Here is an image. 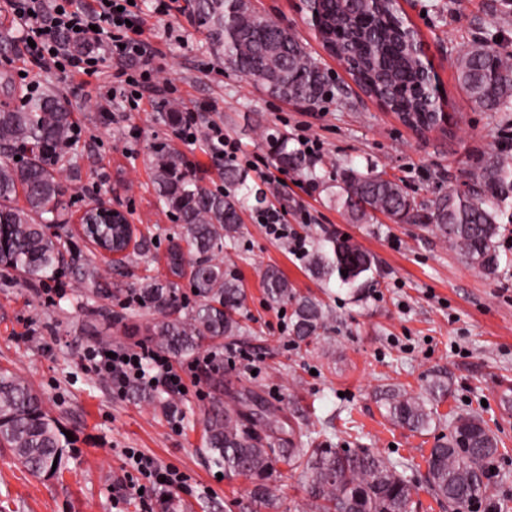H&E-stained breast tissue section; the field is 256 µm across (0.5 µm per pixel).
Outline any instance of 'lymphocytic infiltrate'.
<instances>
[{
    "label": "lymphocytic infiltrate",
    "mask_w": 512,
    "mask_h": 512,
    "mask_svg": "<svg viewBox=\"0 0 512 512\" xmlns=\"http://www.w3.org/2000/svg\"><path fill=\"white\" fill-rule=\"evenodd\" d=\"M9 3L19 25L26 28L27 44L21 52L37 67L60 71L69 67L88 75L96 72L106 59L126 64L149 53L130 0H93L86 7L74 5L73 0H9ZM171 92L170 84H158L151 70L144 69L138 77L113 83L102 98L109 102L121 96L136 109L143 97H165ZM87 358L94 371L108 377L120 392L132 384L160 385L170 391L184 387L168 357L144 343L134 349L120 345L111 352L99 346L89 350ZM125 455L137 473L136 478L128 480L126 488L140 492L144 512H153L155 487L171 490L185 481L177 468L160 465L139 450L126 449Z\"/></svg>",
    "instance_id": "f902f5d3"
}]
</instances>
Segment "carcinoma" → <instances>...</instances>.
Listing matches in <instances>:
<instances>
[{
  "mask_svg": "<svg viewBox=\"0 0 512 512\" xmlns=\"http://www.w3.org/2000/svg\"><path fill=\"white\" fill-rule=\"evenodd\" d=\"M188 8L203 29L208 47L224 68L238 72L270 95L315 104L328 92L320 62L299 36L256 13L250 0H190ZM309 15L315 36L352 79L382 101L411 129L423 133L447 121L443 103L428 84L429 61L411 48L417 31L404 17L398 0H313ZM461 88L485 111L497 112L512 100V49L473 44L457 62ZM77 131L67 102L41 92L18 106L0 108V267L27 278L51 277L61 258L60 240L46 232L66 210L59 177L61 162L74 149ZM282 167L303 172L307 157L289 148L288 135L261 134ZM22 156V164L14 157ZM224 182L234 194H212L200 186L185 156L168 147L153 159V183L163 207L180 224V239L189 246L169 254L172 275L188 277L195 304L185 310L178 284L148 278L138 297L157 318L146 324L144 341L173 358L208 345L232 340L243 330L239 319L247 295L224 264L213 260L225 241L240 232V213L253 189L247 174L224 167ZM23 195L24 205L14 200ZM341 207L360 222L375 212L398 224H417L456 249L468 263L495 277L502 261L500 237L512 224V157L493 154L479 166L475 188L450 192L422 209L402 186L382 174L347 168L341 177ZM321 281L337 279L353 287L373 271L369 255L354 241L331 237L313 245L308 265ZM100 269L87 265L81 288L99 287ZM271 305H288L293 335L306 342L321 335L332 314L318 298L303 295L276 269L262 280ZM448 380L430 379L419 393L392 388L381 397L390 421L423 433L442 424L439 403L448 398ZM327 425L319 417L290 427L288 447L275 430L259 433L256 422L231 404H215L204 421L212 464L226 477L250 484V503L234 500L229 512H250L260 504L283 512L275 481L280 466L299 473L304 502L297 512H411L417 484L407 460L385 457L370 448L345 450L315 446ZM56 420L39 394L21 377L0 368V447L34 476H54L63 466L66 444ZM503 441L475 412L448 415V435L437 439L426 459L428 491L455 512L468 509L487 494L490 463L501 455Z\"/></svg>",
  "mask_w": 512,
  "mask_h": 512,
  "instance_id": "cac0c4a2",
  "label": "carcinoma"
}]
</instances>
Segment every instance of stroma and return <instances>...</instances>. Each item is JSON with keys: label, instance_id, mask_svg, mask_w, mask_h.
Masks as SVG:
<instances>
[{"label": "stroma", "instance_id": "obj_1", "mask_svg": "<svg viewBox=\"0 0 512 512\" xmlns=\"http://www.w3.org/2000/svg\"><path fill=\"white\" fill-rule=\"evenodd\" d=\"M251 2L299 35L341 96H326L314 106L276 99L212 55L185 0L167 16L155 13L154 0H137L158 79L172 81L175 101L197 113L201 124L217 123L240 143L251 163L249 182L265 195L263 202H250L239 235L222 253L225 269L248 298L243 333L217 350H243L249 357L187 378L188 391L173 397L177 411L170 414L146 401L143 391L113 395L86 351L136 344L130 324H147L154 312L131 301V289L144 277L169 275L167 253L179 226L153 186L154 148L165 144L182 151L212 192L225 189L222 164L205 136L180 138L175 127L159 121L153 103L139 111L118 100L102 103L99 94L115 77L113 63L74 78L55 69L23 68L19 32L0 0V107L18 105L32 87L52 90L68 103L80 132L77 156L61 173L65 219L51 227L66 247L57 277L23 281L0 268V366L41 393L46 410L72 439L64 470L54 477L28 474L9 449L0 448V512H140L136 496L112 498L128 471V448L186 475L175 492V512H226L228 502L246 496L249 484L219 477L205 451L202 421L218 398L242 399L243 410H250L243 400L248 392L288 423L304 411L328 421L322 447L370 448L407 459L420 486L415 512H449L423 488L434 433L393 425L377 396L386 386L421 391L440 374L450 383L440 413L477 412L503 440L506 451L492 462L488 494L502 512H512V266L485 277L429 229L397 224L380 213L357 224L335 202L341 172L349 166L397 180L425 207L442 194L469 190L482 158L503 151L504 134H512V102L497 112L479 107L460 89L456 62L478 41L497 38L512 46V0H399L430 48L449 115L446 125L424 134L367 96L325 52L301 0ZM302 124L311 125L322 154L305 172H282L259 133L293 137ZM100 200L127 212L150 238L147 252L109 266L79 236L80 213ZM263 208L286 210L289 227L307 238L352 239L373 261L371 278L356 291L317 280L287 242L266 235L256 220ZM304 213L312 223H301ZM88 263L103 273L101 292L92 297L76 286ZM270 267L300 293L328 305L333 320L320 337L301 343L283 326L279 307L268 304L262 287Z\"/></svg>", "mask_w": 512, "mask_h": 512}]
</instances>
